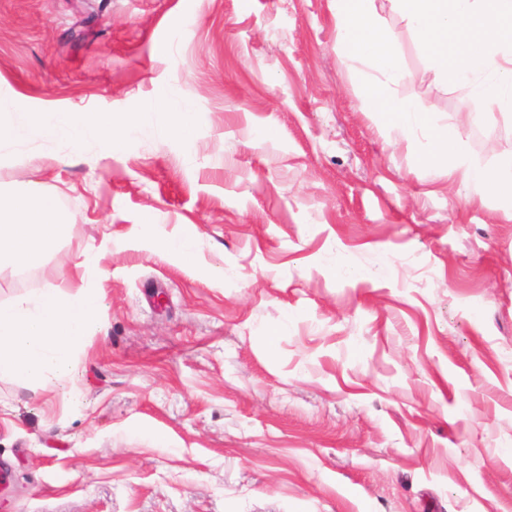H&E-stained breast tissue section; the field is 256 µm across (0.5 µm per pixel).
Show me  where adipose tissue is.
Returning <instances> with one entry per match:
<instances>
[{
  "mask_svg": "<svg viewBox=\"0 0 512 512\" xmlns=\"http://www.w3.org/2000/svg\"><path fill=\"white\" fill-rule=\"evenodd\" d=\"M26 122L31 132L74 145L92 133L112 138L108 118L49 111L29 114ZM64 229L54 197H0V265H32L56 250ZM98 307L95 294L81 290L64 299L54 288L0 304V379L35 381L46 388L63 385Z\"/></svg>",
  "mask_w": 512,
  "mask_h": 512,
  "instance_id": "1",
  "label": "adipose tissue"
}]
</instances>
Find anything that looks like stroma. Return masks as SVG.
Segmentation results:
<instances>
[{"instance_id": "obj_1", "label": "stroma", "mask_w": 512, "mask_h": 512, "mask_svg": "<svg viewBox=\"0 0 512 512\" xmlns=\"http://www.w3.org/2000/svg\"><path fill=\"white\" fill-rule=\"evenodd\" d=\"M375 6L394 94L465 113ZM336 37L331 0H0V118L140 121L0 150L66 224L0 302L100 301L62 387L0 379V512H512V221L365 111ZM465 139L510 159L512 116ZM163 248L170 256L179 261H189L193 259L190 238L186 236L174 235L168 237L163 243Z\"/></svg>"}]
</instances>
